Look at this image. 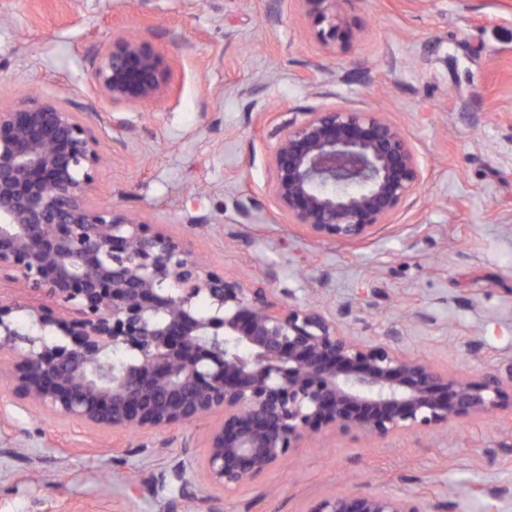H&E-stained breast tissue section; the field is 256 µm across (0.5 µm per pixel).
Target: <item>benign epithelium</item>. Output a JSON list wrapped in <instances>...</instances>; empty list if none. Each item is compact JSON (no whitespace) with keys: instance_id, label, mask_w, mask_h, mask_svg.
Returning <instances> with one entry per match:
<instances>
[{"instance_id":"7a95c632","label":"benign epithelium","mask_w":512,"mask_h":512,"mask_svg":"<svg viewBox=\"0 0 512 512\" xmlns=\"http://www.w3.org/2000/svg\"><path fill=\"white\" fill-rule=\"evenodd\" d=\"M316 38L348 39L344 0H300ZM114 107L158 105L170 66L148 43L112 35L91 61ZM99 140L77 112L37 96L0 106V281L47 303L0 292V371L18 401L91 432L160 431L213 417L204 451L170 472L185 490L246 485L327 431L375 440L441 434L512 407V367L443 373L399 349L340 331L311 305L268 298L201 262L137 214L92 201ZM269 193L280 216L327 242H353L416 200L423 174L381 112L321 106L295 112L270 147ZM206 297L210 310L200 313ZM27 311L43 336L15 327ZM46 336L57 340L47 342ZM135 360L116 365L108 352ZM305 512H433L418 494L354 484Z\"/></svg>"}]
</instances>
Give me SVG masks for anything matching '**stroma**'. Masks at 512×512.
<instances>
[{
  "label": "stroma",
  "mask_w": 512,
  "mask_h": 512,
  "mask_svg": "<svg viewBox=\"0 0 512 512\" xmlns=\"http://www.w3.org/2000/svg\"><path fill=\"white\" fill-rule=\"evenodd\" d=\"M345 44L314 36L300 0H0V104L35 94L100 138L93 201L138 213L276 301L314 304L368 342L465 377L512 361V0H344ZM118 31L164 54L156 106L114 107L90 59ZM384 111L414 147L416 203L365 241L329 243L282 219L267 192L265 112ZM251 200V217L236 204ZM206 425L120 437L17 404L0 378V512H304L354 483L408 490L443 512H512V411L447 434L382 441L324 432L225 494L161 475Z\"/></svg>",
  "instance_id": "35a3bbf8"
}]
</instances>
